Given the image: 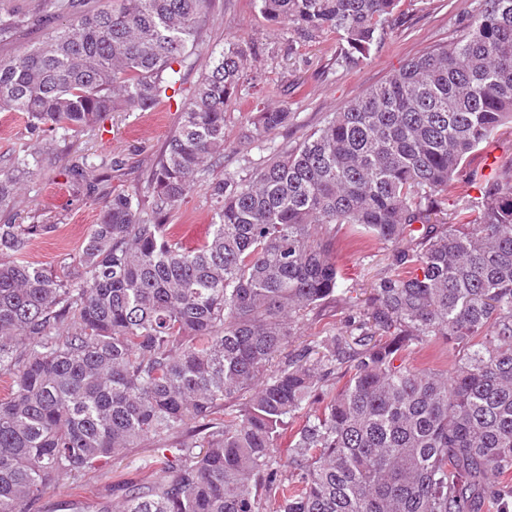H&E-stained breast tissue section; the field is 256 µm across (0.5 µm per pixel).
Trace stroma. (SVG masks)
Instances as JSON below:
<instances>
[{
    "label": "stroma",
    "instance_id": "obj_1",
    "mask_svg": "<svg viewBox=\"0 0 512 512\" xmlns=\"http://www.w3.org/2000/svg\"><path fill=\"white\" fill-rule=\"evenodd\" d=\"M478 0H400L399 20L390 26L378 48L360 64L348 62L340 53L342 42L333 32L315 40L300 36L293 28L271 25L255 0H214L204 30V51L239 43L248 53L252 78L239 89L237 101L225 111L227 150L207 178L194 184L180 207L169 217L183 242L195 245L210 229V186L226 176L240 173V157L249 153L260 159L262 151L247 147L243 135L256 116L255 105L267 102L285 105L295 118L275 135L279 144L296 145L321 126L330 112L384 82L408 60L436 46L454 42L464 32ZM181 110L168 103L157 112L122 110L105 116L96 129L67 136L30 138L22 115L0 112V159L15 148L30 144L42 153L38 180L26 183L13 210L0 213V223L52 224L53 233L32 239L26 261L69 274L70 259L81 246L92 224L97 223L103 200L117 191H146L149 169L167 137L178 126ZM109 165V180L94 194H77L69 168L79 158ZM391 247L380 241L366 248L353 245L347 234L336 237V263L348 290V303L330 307L323 320L307 316L292 343L299 349L321 332L339 333L351 307L363 305L377 274L387 268ZM158 443L147 440L99 463L96 469L68 477L49 491L35 512H86L89 505L111 498L114 489L150 465Z\"/></svg>",
    "mask_w": 512,
    "mask_h": 512
}]
</instances>
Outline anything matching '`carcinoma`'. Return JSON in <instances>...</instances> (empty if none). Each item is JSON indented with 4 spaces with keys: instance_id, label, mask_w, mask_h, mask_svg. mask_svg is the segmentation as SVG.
<instances>
[{
    "instance_id": "carcinoma-1",
    "label": "carcinoma",
    "mask_w": 512,
    "mask_h": 512,
    "mask_svg": "<svg viewBox=\"0 0 512 512\" xmlns=\"http://www.w3.org/2000/svg\"><path fill=\"white\" fill-rule=\"evenodd\" d=\"M212 2L0 4V47H14L0 55V112L65 136L120 107L155 111L196 66ZM256 2L274 26L339 34L356 65L399 0ZM40 25L44 40L17 45ZM247 80L240 45L211 52L148 194L103 202L73 274L20 258L54 225L0 224V512H29L63 478L169 438L91 512H512V166L470 165L512 125V0H481L459 40L296 146L244 158L246 175L211 185L213 230L188 247L167 216L224 158L225 110ZM292 119L265 104L249 139ZM96 171L78 160L69 175L91 191ZM40 173L28 146L0 163V211ZM457 184L481 201L430 223ZM343 229L391 244L389 267L349 334L290 352L299 320L346 296ZM436 344L449 376L403 359ZM283 438L286 465L272 451Z\"/></svg>"
}]
</instances>
